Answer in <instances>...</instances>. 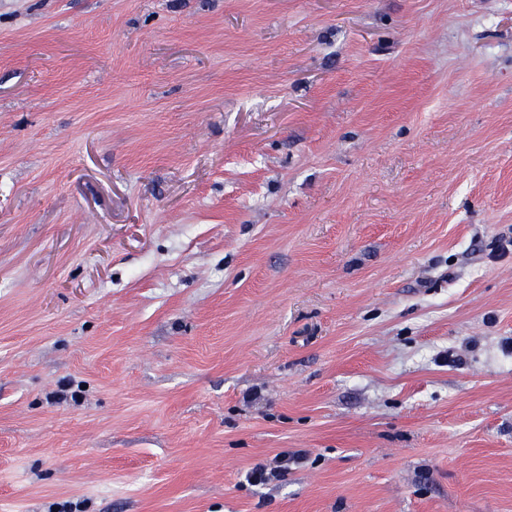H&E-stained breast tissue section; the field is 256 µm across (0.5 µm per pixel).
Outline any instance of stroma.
Masks as SVG:
<instances>
[{"mask_svg":"<svg viewBox=\"0 0 512 512\" xmlns=\"http://www.w3.org/2000/svg\"><path fill=\"white\" fill-rule=\"evenodd\" d=\"M511 239L512 0H0V512H512ZM304 459L305 454L302 451L281 452L275 455L267 464L253 469L248 481L256 485L266 484L288 472L291 464L299 465Z\"/></svg>","mask_w":512,"mask_h":512,"instance_id":"stroma-1","label":"stroma"}]
</instances>
